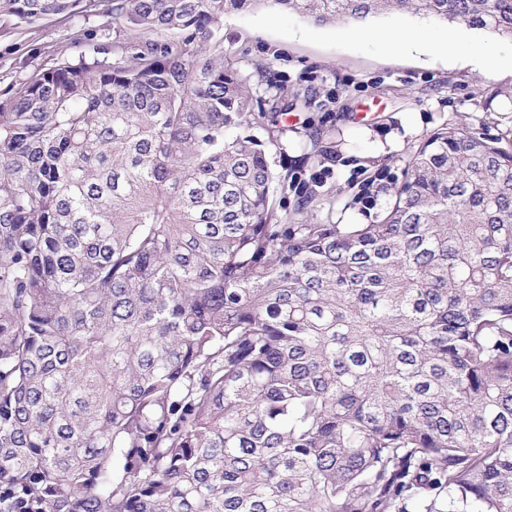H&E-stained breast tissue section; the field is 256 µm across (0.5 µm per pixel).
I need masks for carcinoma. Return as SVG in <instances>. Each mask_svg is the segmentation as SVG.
I'll list each match as a JSON object with an SVG mask.
<instances>
[{
	"mask_svg": "<svg viewBox=\"0 0 512 512\" xmlns=\"http://www.w3.org/2000/svg\"><path fill=\"white\" fill-rule=\"evenodd\" d=\"M266 6L512 38V0H0L117 24L0 96V512H512V137L297 223L224 64Z\"/></svg>",
	"mask_w": 512,
	"mask_h": 512,
	"instance_id": "carcinoma-1",
	"label": "carcinoma"
}]
</instances>
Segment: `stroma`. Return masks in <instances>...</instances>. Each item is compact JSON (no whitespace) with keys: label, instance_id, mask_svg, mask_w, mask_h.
Masks as SVG:
<instances>
[{"label":"stroma","instance_id":"stroma-1","mask_svg":"<svg viewBox=\"0 0 512 512\" xmlns=\"http://www.w3.org/2000/svg\"><path fill=\"white\" fill-rule=\"evenodd\" d=\"M453 31L474 48L512 56V40L462 22L391 13L366 23L317 25L276 9L225 16L224 61L250 77L264 107H277L288 133L273 153L275 169L301 178L326 170L308 212L317 224L376 222L410 149L444 124L463 123L497 137L512 129V68H473L465 57L434 49H392L383 36ZM86 33L111 39V18L52 17L33 25L0 16V94L30 68L74 54ZM279 90L269 95L268 82ZM373 178L376 204L356 197Z\"/></svg>","mask_w":512,"mask_h":512}]
</instances>
